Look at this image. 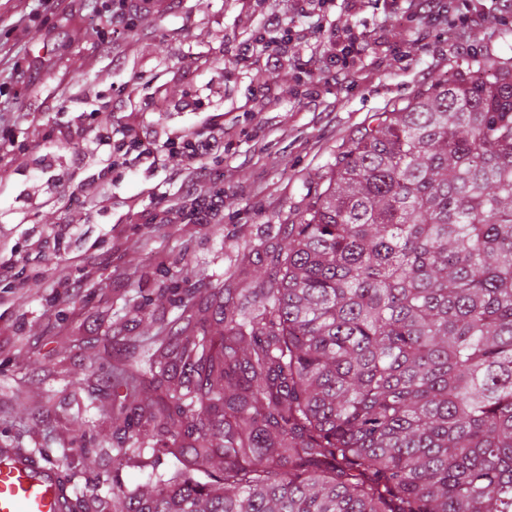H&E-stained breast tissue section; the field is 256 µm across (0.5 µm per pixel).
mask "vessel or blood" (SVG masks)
Instances as JSON below:
<instances>
[{
    "label": "vessel or blood",
    "instance_id": "1",
    "mask_svg": "<svg viewBox=\"0 0 512 512\" xmlns=\"http://www.w3.org/2000/svg\"><path fill=\"white\" fill-rule=\"evenodd\" d=\"M55 468L15 448H0V512H68Z\"/></svg>",
    "mask_w": 512,
    "mask_h": 512
}]
</instances>
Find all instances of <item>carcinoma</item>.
Listing matches in <instances>:
<instances>
[{
    "label": "carcinoma",
    "mask_w": 512,
    "mask_h": 512,
    "mask_svg": "<svg viewBox=\"0 0 512 512\" xmlns=\"http://www.w3.org/2000/svg\"><path fill=\"white\" fill-rule=\"evenodd\" d=\"M326 182L268 287L113 375L175 471L112 512H512V70L434 78Z\"/></svg>",
    "instance_id": "carcinoma-1"
}]
</instances>
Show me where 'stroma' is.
Here are the masks:
<instances>
[{"label": "stroma", "instance_id": "1", "mask_svg": "<svg viewBox=\"0 0 512 512\" xmlns=\"http://www.w3.org/2000/svg\"><path fill=\"white\" fill-rule=\"evenodd\" d=\"M113 0H27L22 24H0V41L24 68L23 81L0 70V118L27 112L18 132L27 160L0 149V249L25 268L53 265L37 252L52 224L69 222L64 257L95 256L94 283L70 291L20 276L0 307V448H22L70 476L71 496L84 512H112V484L152 485L173 468L154 460L159 431L140 418L125 429L112 413L109 381L128 356L147 366L163 343H175L192 310L232 286L267 287L272 257L290 224L308 206L336 154L371 116L410 99L433 74L484 70L512 59V8L506 0H467L487 21L466 43L444 21L399 17L392 0L353 10L332 0L327 30L308 31L294 0H180L169 9L154 0L134 18L119 55L107 54L101 34ZM307 30L288 47L286 74L240 66L238 44L259 32L269 15ZM350 28L370 50L342 70L328 32ZM311 58L314 74L294 62ZM316 87L318 103L305 90ZM201 98L186 107L188 96ZM114 126L136 123L162 134L228 133L223 155L210 163L224 206L209 224H134L130 204L145 212L180 205L185 194L175 158L132 161L121 174L100 177L109 154L93 133L95 115L113 99ZM83 121L84 139L73 134ZM82 150L81 166L71 154ZM129 238L112 254V234ZM149 237L142 249L141 237ZM125 269L112 276L113 266Z\"/></svg>", "mask_w": 512, "mask_h": 512}]
</instances>
